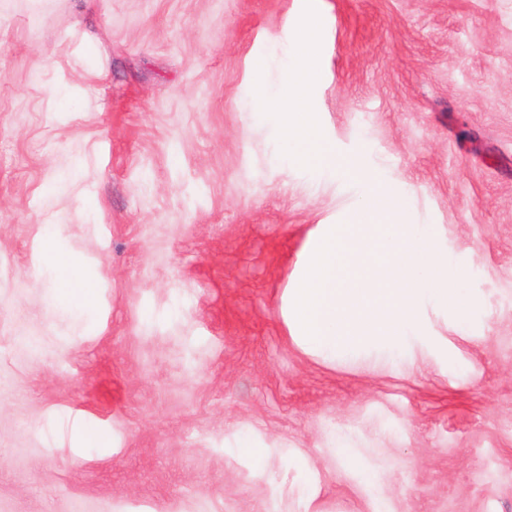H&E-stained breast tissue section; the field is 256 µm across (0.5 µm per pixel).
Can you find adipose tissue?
<instances>
[{
    "label": "adipose tissue",
    "instance_id": "ef3b65f1",
    "mask_svg": "<svg viewBox=\"0 0 512 512\" xmlns=\"http://www.w3.org/2000/svg\"><path fill=\"white\" fill-rule=\"evenodd\" d=\"M316 48L315 33L304 28L293 50L287 96L270 94L265 79L267 62L263 59L256 64L251 94L257 111L278 114L279 133L295 148L300 160L332 168L336 165V154L310 105L311 91L320 74Z\"/></svg>",
    "mask_w": 512,
    "mask_h": 512
}]
</instances>
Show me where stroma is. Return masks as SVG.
Returning <instances> with one entry per match:
<instances>
[{
	"mask_svg": "<svg viewBox=\"0 0 512 512\" xmlns=\"http://www.w3.org/2000/svg\"><path fill=\"white\" fill-rule=\"evenodd\" d=\"M307 23L333 172L250 97ZM382 184L468 326L327 364L281 295ZM308 478L315 512H512V0H0V512H300ZM233 453L238 459L247 461L259 468L268 467L272 457L271 448H263L256 440L245 435L237 438Z\"/></svg>",
	"mask_w": 512,
	"mask_h": 512,
	"instance_id": "stroma-1",
	"label": "stroma"
}]
</instances>
